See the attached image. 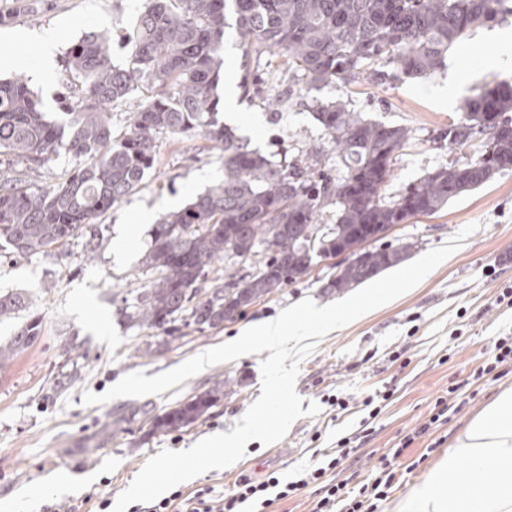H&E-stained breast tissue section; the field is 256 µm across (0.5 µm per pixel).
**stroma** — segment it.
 <instances>
[{"label":"stroma","instance_id":"35a3bbf8","mask_svg":"<svg viewBox=\"0 0 512 512\" xmlns=\"http://www.w3.org/2000/svg\"><path fill=\"white\" fill-rule=\"evenodd\" d=\"M29 2L0 0V54L20 51L38 59L39 46L17 43V36L58 28L63 32L54 56L58 63L69 45L92 29L111 32L112 59L125 63L128 47L121 36L149 4L37 0L31 12ZM501 25L512 28V15ZM501 25L493 22L469 31L449 51L444 70L432 76H403L380 86L336 82L316 89L302 76L274 74L267 90L282 98L278 107L244 92L243 50L229 33L221 83L234 88L239 110L232 116L219 112L218 118L236 128L250 148L277 159L291 158L327 142L312 116L313 103L348 100L355 111L405 127L411 134L386 188L395 195L457 157L439 135L459 119L460 110L438 106L432 98L447 84L449 74H458L466 98L490 81H512V68L504 72L483 67L491 35ZM156 156V167L140 189L102 217L96 249H88L83 233L58 256L0 257V291L30 296L25 310L0 318V339L33 317L43 320L39 341L0 372V505L15 503L14 512H42L44 506L61 503L96 512L102 500L117 499L149 457L231 431L261 394L260 363L265 356L249 354L209 366L159 395L87 406L82 402L85 392L104 393L132 372L151 377L169 371L303 299L320 306L337 300L327 287L336 275V263L318 258L301 281L257 302L237 321L204 330L186 327L180 341L142 354L139 347L149 329L130 325L119 314L122 299H134L150 280L142 256L151 227L139 217L145 211L164 214L161 201L166 197L188 204L224 178L220 151H192L189 140L178 136L159 135ZM470 224L476 225V232L415 288L329 332L301 360L296 391L304 402L319 405L317 415L297 419L287 435L271 445L248 442L241 460L182 483V491L209 487L222 495L240 474L259 477L271 470L290 481L324 451L334 450L340 439L352 437L358 457L353 466L356 483L371 482L381 459L392 457L396 479L376 509L391 512L444 457L471 419L498 392L512 388V373L497 380L479 373L493 361L497 338L512 334V308L494 303L502 288L512 286V169L499 171L435 215L399 225L393 236L414 242L412 255L418 258ZM219 381L224 395L207 415L184 428L154 430L156 417ZM379 391L390 397L373 417L363 399ZM450 394L460 411L447 423L429 427L438 400ZM336 395L348 399L347 409L332 405ZM422 426L426 434L403 446V439Z\"/></svg>","mask_w":512,"mask_h":512}]
</instances>
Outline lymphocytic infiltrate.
<instances>
[{
    "instance_id": "f902f5d3",
    "label": "lymphocytic infiltrate",
    "mask_w": 512,
    "mask_h": 512,
    "mask_svg": "<svg viewBox=\"0 0 512 512\" xmlns=\"http://www.w3.org/2000/svg\"><path fill=\"white\" fill-rule=\"evenodd\" d=\"M350 456V449L340 447L324 454L320 462L303 469L291 482H282L272 472L262 479L242 475L228 494L216 496L211 490L199 489L186 495L176 490L151 505L134 507L133 512H267L274 502L311 485L318 488L311 512H374L376 501L387 497L396 473L390 463H383L380 478L351 492L347 482L330 479Z\"/></svg>"
}]
</instances>
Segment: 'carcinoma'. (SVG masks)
<instances>
[{
    "mask_svg": "<svg viewBox=\"0 0 512 512\" xmlns=\"http://www.w3.org/2000/svg\"><path fill=\"white\" fill-rule=\"evenodd\" d=\"M505 0H150L124 35V65L112 62L111 37L83 34L66 50L60 81L64 119L50 120L22 77L0 80V165L43 167L64 146L82 160L66 180L33 188L17 177L0 180V250L15 257L52 254L124 198L136 192L156 162L160 132L208 142L223 152L224 180L184 209L154 225L142 265L154 274L136 302L119 309L134 326L154 329L170 344L180 325L215 327L235 321L258 301L295 283L313 257L303 246L326 235L347 251L330 288L336 294L401 263L415 243L383 244L386 224L431 216L462 193L490 181L512 161V84L486 85L463 100L461 117L439 139L476 146L427 172L390 197L385 194L409 130L372 121L337 100L316 103L315 119L328 136L340 176L320 169L316 149L305 159H272L216 117L215 90L224 35L236 31L244 47L243 88L262 92L251 65L275 56L280 69L302 74L312 87L364 78L385 83L401 74L431 76L466 33L496 22ZM393 68L389 72L386 67ZM143 87L150 95L112 138L109 108ZM336 207L334 223L319 213ZM249 273L208 286L212 265ZM25 292L0 293V317L27 306ZM43 321L35 317L0 344V368L34 345ZM224 396L215 385L167 411L158 429L188 426Z\"/></svg>",
    "mask_w": 512,
    "mask_h": 512,
    "instance_id": "carcinoma-1",
    "label": "carcinoma"
}]
</instances>
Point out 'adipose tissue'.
Instances as JSON below:
<instances>
[{"label": "adipose tissue", "instance_id": "adipose-tissue-1", "mask_svg": "<svg viewBox=\"0 0 512 512\" xmlns=\"http://www.w3.org/2000/svg\"><path fill=\"white\" fill-rule=\"evenodd\" d=\"M333 323L330 311H286L258 324L239 348L260 342L271 349L303 351L309 336ZM495 478H488V467ZM393 512H512V389L476 415L454 447L400 501Z\"/></svg>", "mask_w": 512, "mask_h": 512}]
</instances>
